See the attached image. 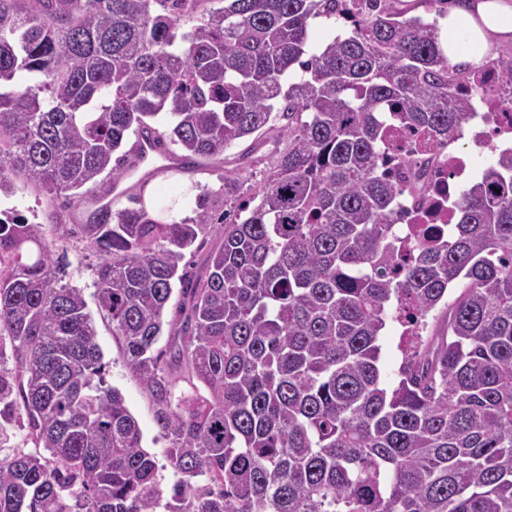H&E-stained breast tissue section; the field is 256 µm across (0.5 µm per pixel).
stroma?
<instances>
[{
  "label": "stroma",
  "mask_w": 512,
  "mask_h": 512,
  "mask_svg": "<svg viewBox=\"0 0 512 512\" xmlns=\"http://www.w3.org/2000/svg\"><path fill=\"white\" fill-rule=\"evenodd\" d=\"M281 131V126L277 125L260 138L240 139L224 154L198 160L194 167L188 169L163 172L148 183L141 180L137 169H130L121 181L123 193L113 199L112 207L116 210L124 208L128 206L130 197L135 196L141 198L147 210L159 220L188 219L199 224L198 237L184 259L188 274H199L207 254L217 243L211 218L223 216L231 206L245 203L253 197L276 156L287 145ZM12 204L18 213L34 224L47 223L50 214L59 213L61 225L52 231L51 238L56 254L65 255L68 262L63 279L82 288L86 310L93 319L103 352L105 381L122 393L139 423L143 448L157 461L161 487L170 490L176 480L168 460L171 439L156 421L155 405L149 392L124 358L122 337L113 335L110 320L99 310L94 286V269L99 255L88 248L85 239L70 231L72 225L87 223L97 208L94 197H84L64 210L59 200L22 186L13 195Z\"/></svg>",
  "instance_id": "obj_1"
}]
</instances>
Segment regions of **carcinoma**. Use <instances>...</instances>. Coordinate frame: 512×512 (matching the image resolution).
<instances>
[{
    "label": "carcinoma",
    "mask_w": 512,
    "mask_h": 512,
    "mask_svg": "<svg viewBox=\"0 0 512 512\" xmlns=\"http://www.w3.org/2000/svg\"><path fill=\"white\" fill-rule=\"evenodd\" d=\"M202 2L0 0V195H91L151 120L191 162L288 119L259 203L224 214L199 276L179 273L196 225L137 198L73 228L171 437L167 498L83 290L44 225L0 219V443L19 422L36 448L0 458V512H512V148L454 192V224L404 241L382 168L387 114L448 144L474 70L390 0H224L177 32ZM320 16L343 27L313 45ZM488 66L512 114V56ZM177 284L186 315L157 353ZM441 304L443 330L409 337L385 387L388 319ZM172 366L198 382L175 402Z\"/></svg>",
    "instance_id": "cac0c4a2"
}]
</instances>
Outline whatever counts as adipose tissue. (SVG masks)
Wrapping results in <instances>:
<instances>
[{
  "label": "adipose tissue",
  "mask_w": 512,
  "mask_h": 512,
  "mask_svg": "<svg viewBox=\"0 0 512 512\" xmlns=\"http://www.w3.org/2000/svg\"><path fill=\"white\" fill-rule=\"evenodd\" d=\"M438 39L449 64L482 65L494 45L512 43V0H453L438 19Z\"/></svg>",
  "instance_id": "1"
}]
</instances>
